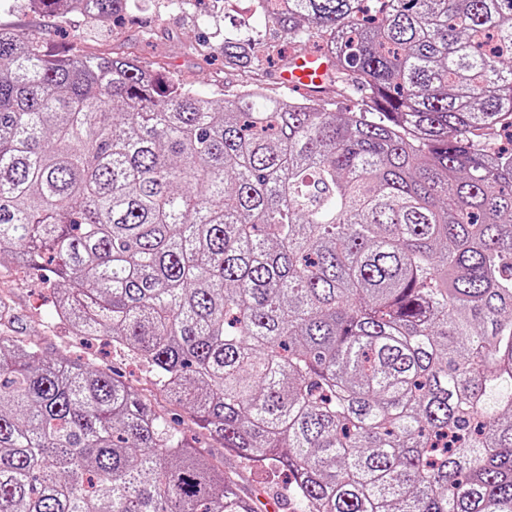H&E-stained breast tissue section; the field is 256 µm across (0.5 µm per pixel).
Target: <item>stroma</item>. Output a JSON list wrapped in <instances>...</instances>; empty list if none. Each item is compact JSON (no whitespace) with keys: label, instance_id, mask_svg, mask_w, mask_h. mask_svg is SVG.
Returning <instances> with one entry per match:
<instances>
[{"label":"stroma","instance_id":"35a3bbf8","mask_svg":"<svg viewBox=\"0 0 512 512\" xmlns=\"http://www.w3.org/2000/svg\"><path fill=\"white\" fill-rule=\"evenodd\" d=\"M248 24L273 35L274 27L257 13L252 0H188L175 9L169 0H142L138 10L118 23L89 25L79 15L52 18L21 6L19 0H0V28L58 47L77 44L81 50L117 55L136 52L144 65L164 67L195 89L215 96L234 94L242 85L235 73L225 71L219 51L203 56L193 46L213 27L225 29ZM0 295L14 308L24 336L50 357L67 355L71 360L99 369H113L149 400L153 410L176 419L188 445L217 464L251 497L256 512H301L300 502L288 496L282 478L263 467L241 460L231 449L201 429L195 418L157 392L148 373L129 364L123 350L100 342L88 343L62 329L52 317L51 291L38 277L11 267L0 268Z\"/></svg>","mask_w":512,"mask_h":512}]
</instances>
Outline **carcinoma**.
Returning a JSON list of instances; mask_svg holds the SVG:
<instances>
[{"label": "carcinoma", "instance_id": "cac0c4a2", "mask_svg": "<svg viewBox=\"0 0 512 512\" xmlns=\"http://www.w3.org/2000/svg\"><path fill=\"white\" fill-rule=\"evenodd\" d=\"M139 0H26L100 23ZM325 90L211 99L0 29V266L303 512H512V0H253ZM265 35L224 32L251 76ZM0 301V512H255Z\"/></svg>", "mask_w": 512, "mask_h": 512}]
</instances>
